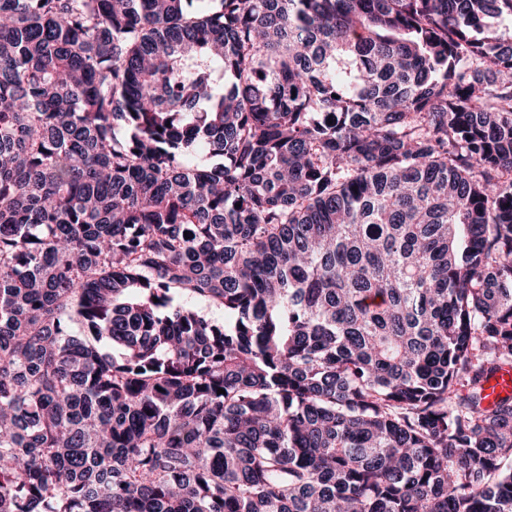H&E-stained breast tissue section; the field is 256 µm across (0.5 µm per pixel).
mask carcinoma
Wrapping results in <instances>:
<instances>
[{"instance_id": "1", "label": "carcinoma", "mask_w": 512, "mask_h": 512, "mask_svg": "<svg viewBox=\"0 0 512 512\" xmlns=\"http://www.w3.org/2000/svg\"><path fill=\"white\" fill-rule=\"evenodd\" d=\"M505 367L512 0H0V512H512Z\"/></svg>"}]
</instances>
